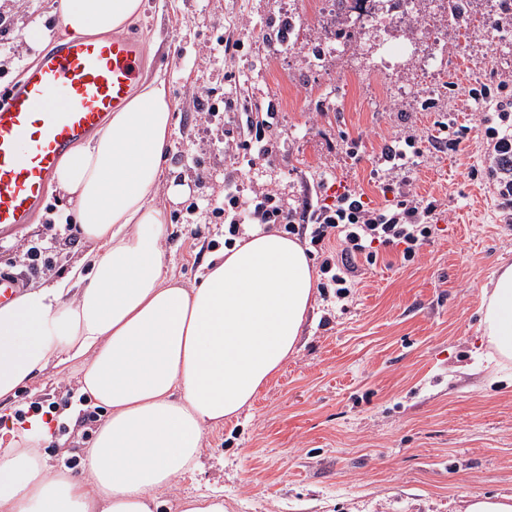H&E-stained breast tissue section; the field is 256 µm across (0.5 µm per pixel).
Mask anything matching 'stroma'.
Segmentation results:
<instances>
[{"label":"stroma","mask_w":512,"mask_h":512,"mask_svg":"<svg viewBox=\"0 0 512 512\" xmlns=\"http://www.w3.org/2000/svg\"><path fill=\"white\" fill-rule=\"evenodd\" d=\"M497 2L472 0L468 26L432 18L342 55L332 49L342 7L328 0H147L127 27L145 47L144 81L164 74L177 104L156 203L167 216L162 247L186 286L229 237L210 205L225 182L267 186L297 210L341 185L381 206L388 195L371 171L385 144L436 134L442 119L470 128L416 174L414 194L439 211L418 258L359 267L344 299L317 289L295 353L251 408L207 430L199 469L161 493L156 512H180L187 494L212 488L223 489L225 512H453L464 494L512 495V367L486 369L480 327L483 285L512 264V214L487 177L488 105L470 97L489 86L491 102L512 99L495 90L512 84V25L493 44L474 36ZM59 24L53 0H0V91L53 45ZM431 27L448 39L439 72L408 56L381 69L383 49L409 40L425 49ZM228 38L243 49L225 52ZM228 99L275 114L272 152L249 170L224 152ZM174 186L184 189L175 199ZM71 210L50 190L34 223L0 236V273L27 288L66 276L90 250L66 227ZM34 244L46 249L38 276L22 260ZM79 380L78 362L48 368L5 410L48 412L54 440L42 452L76 476L107 417L92 405L86 422L68 416Z\"/></svg>","instance_id":"stroma-1"}]
</instances>
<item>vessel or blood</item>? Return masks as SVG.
Wrapping results in <instances>:
<instances>
[{"mask_svg": "<svg viewBox=\"0 0 512 512\" xmlns=\"http://www.w3.org/2000/svg\"><path fill=\"white\" fill-rule=\"evenodd\" d=\"M133 36L75 35L44 51L0 97V235L32 223L61 157L118 111L142 77Z\"/></svg>", "mask_w": 512, "mask_h": 512, "instance_id": "obj_1", "label": "vessel or blood"}]
</instances>
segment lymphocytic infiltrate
<instances>
[{"label": "lymphocytic infiltrate", "instance_id": "1", "mask_svg": "<svg viewBox=\"0 0 512 512\" xmlns=\"http://www.w3.org/2000/svg\"><path fill=\"white\" fill-rule=\"evenodd\" d=\"M267 120L246 118L245 125L234 142L236 159L242 168H252L257 160L265 158L270 147L266 138ZM438 135L424 140L411 135L387 145L381 152L384 161L375 175L384 179L386 192L393 198L382 206L364 201L363 195L354 190L337 194L333 202H317L309 207L307 216L314 222L311 230L312 245L325 251L321 271L329 284L336 288L337 298H346L353 286L352 274L356 259H363L369 266L377 265L381 249L398 248L401 262L414 261L420 247L434 231L438 205L436 201L416 198L411 192L414 174L423 162L427 151L456 149L466 129H458L456 137H447L448 126L438 123ZM485 134L493 143L490 176L499 186L504 208L512 207V132L495 127L486 128ZM400 172L399 184L387 183L388 171ZM224 205L230 214V230L260 220L264 224L283 225L288 233H295L296 213L276 204L272 190L262 186L242 192L233 181L224 184ZM339 241V256L329 253L331 241Z\"/></svg>", "mask_w": 512, "mask_h": 512}]
</instances>
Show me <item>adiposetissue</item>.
Returning a JSON list of instances; mask_svg holds the SVG:
<instances>
[{
  "label": "adipose tissue",
  "instance_id": "1",
  "mask_svg": "<svg viewBox=\"0 0 512 512\" xmlns=\"http://www.w3.org/2000/svg\"><path fill=\"white\" fill-rule=\"evenodd\" d=\"M144 0H58L63 34L122 32ZM175 105L162 75L59 161L54 180L93 245L88 266L0 306V400L49 366L82 364L80 391L109 416L83 477L52 469L41 418L0 428V512H156L159 492L196 470L208 429L251 407L294 353L315 271L297 240L246 229L197 285L169 274L155 203ZM489 365L512 364V265L483 289Z\"/></svg>",
  "mask_w": 512,
  "mask_h": 512
}]
</instances>
